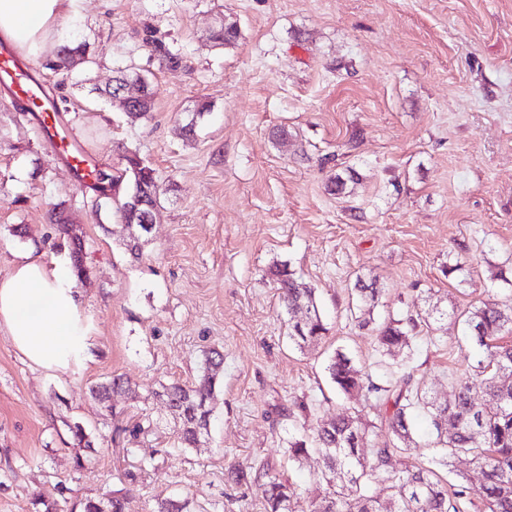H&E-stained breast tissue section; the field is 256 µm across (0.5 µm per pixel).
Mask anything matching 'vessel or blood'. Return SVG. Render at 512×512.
<instances>
[{
	"instance_id": "b4317fda",
	"label": "vessel or blood",
	"mask_w": 512,
	"mask_h": 512,
	"mask_svg": "<svg viewBox=\"0 0 512 512\" xmlns=\"http://www.w3.org/2000/svg\"><path fill=\"white\" fill-rule=\"evenodd\" d=\"M0 89L22 107L24 115L41 127L45 144L60 166L84 189L97 191L103 184V168L98 159L80 143L65 124L54 99L32 75V65L22 60L10 45L0 46Z\"/></svg>"
}]
</instances>
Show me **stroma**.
<instances>
[{"instance_id": "obj_1", "label": "stroma", "mask_w": 512, "mask_h": 512, "mask_svg": "<svg viewBox=\"0 0 512 512\" xmlns=\"http://www.w3.org/2000/svg\"><path fill=\"white\" fill-rule=\"evenodd\" d=\"M221 19L239 35L216 47ZM78 27L92 63L73 81L40 76L112 175L128 150L154 169L160 217L131 260L112 200L93 205L0 95V277L31 245L71 255L50 219L61 206L83 240L96 340L93 362L53 378L0 333V512H81L104 493L125 512L162 498L183 512H263L230 470L264 462L304 510L322 462H290L288 438L341 411L326 370L336 352L368 371L379 359L355 319L357 279L377 281L376 321L448 312L438 339L424 327L413 343L428 395L446 399L451 377L487 357L459 314L512 295V0H83ZM149 35L182 68L150 57ZM131 64L154 92L139 119L109 96ZM279 127L287 145L271 137ZM282 267L316 291L327 328L316 347L288 338ZM212 348L224 370L208 433L184 448L156 393L194 381ZM116 374L135 397L94 401ZM77 425L90 440L80 450Z\"/></svg>"}]
</instances>
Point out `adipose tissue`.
Wrapping results in <instances>:
<instances>
[{"mask_svg":"<svg viewBox=\"0 0 512 512\" xmlns=\"http://www.w3.org/2000/svg\"><path fill=\"white\" fill-rule=\"evenodd\" d=\"M83 0H0V36L26 55L63 41ZM0 331L30 366L50 375L93 360L94 330L70 261L25 255L0 278Z\"/></svg>","mask_w":512,"mask_h":512,"instance_id":"obj_1","label":"adipose tissue"}]
</instances>
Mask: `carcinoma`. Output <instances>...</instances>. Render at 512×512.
I'll return each instance as SVG.
<instances>
[{"label":"carcinoma","instance_id":"obj_1","mask_svg":"<svg viewBox=\"0 0 512 512\" xmlns=\"http://www.w3.org/2000/svg\"><path fill=\"white\" fill-rule=\"evenodd\" d=\"M238 36L234 23H225L212 35L217 45H226ZM145 46L149 55L158 58L169 69L182 65V56L165 44L148 36ZM87 44L72 41L58 48L55 58L46 60L44 68L55 74H66L65 61L71 55L86 54ZM137 153L125 155V168L112 177V189L123 180L130 185L147 187L154 184L153 168L143 169L135 162ZM148 229L131 224L123 238L126 252L134 259L142 256ZM280 298L291 314L289 339L301 348L318 345L325 337L326 327L318 312L314 289L284 268L279 271ZM361 296L358 325L376 332L378 352L395 361L389 371L377 376L358 369L345 353L338 351L328 364V373L338 391L348 400H357L371 393L385 407L382 421L387 440L367 446L369 426L361 417L347 411L336 419L318 422L311 433L288 439V458L300 462L310 453L321 455L324 469L318 478L322 493L309 503L308 512H463L467 499L465 475L453 491L440 471L453 469L457 460L466 458L480 469L483 477V498L478 512H512V344L503 333L512 334V298L507 301H484L464 312L465 324L480 344L490 350L488 363L473 367L482 395H473L470 382L455 379L448 399L438 401L413 383L408 371L412 356V339L422 313L404 318L375 322L372 310L381 293L376 281L357 280ZM223 358L217 351L205 353L202 373L191 385L172 383L162 387L158 396L167 404L177 426L180 445L194 448L209 425L211 410L206 407L213 397ZM131 382L121 376L91 389L94 399L102 402L114 393H129ZM424 413L434 428V438L424 444L414 441L412 418ZM432 449L427 463L401 471L390 469L392 457L411 447ZM231 476L241 485L256 487L264 512H297L296 488L288 478L268 466L237 465ZM382 484L387 504L373 492V485ZM83 512H124L125 502L108 495L87 499Z\"/></svg>","mask_w":512,"mask_h":512}]
</instances>
